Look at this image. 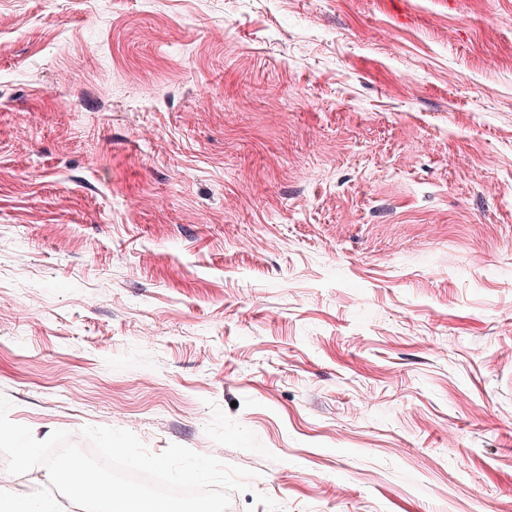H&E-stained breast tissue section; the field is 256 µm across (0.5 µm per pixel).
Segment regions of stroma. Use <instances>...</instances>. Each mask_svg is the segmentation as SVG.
I'll return each instance as SVG.
<instances>
[{
  "label": "stroma",
  "instance_id": "obj_1",
  "mask_svg": "<svg viewBox=\"0 0 512 512\" xmlns=\"http://www.w3.org/2000/svg\"><path fill=\"white\" fill-rule=\"evenodd\" d=\"M0 395L230 512H512V0H0Z\"/></svg>",
  "mask_w": 512,
  "mask_h": 512
}]
</instances>
